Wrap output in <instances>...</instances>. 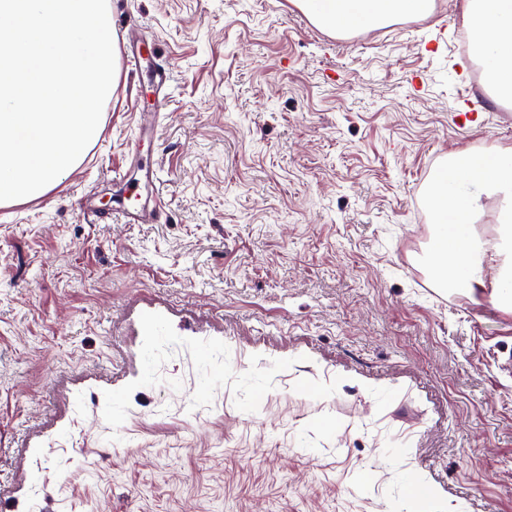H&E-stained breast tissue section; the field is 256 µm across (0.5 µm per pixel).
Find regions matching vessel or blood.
I'll use <instances>...</instances> for the list:
<instances>
[{
    "label": "vessel or blood",
    "mask_w": 512,
    "mask_h": 512,
    "mask_svg": "<svg viewBox=\"0 0 512 512\" xmlns=\"http://www.w3.org/2000/svg\"><path fill=\"white\" fill-rule=\"evenodd\" d=\"M158 118V113H146L145 125L139 130L140 138L131 146L135 172L121 173L115 178L123 196L121 214L129 224L155 223L157 214L163 210L159 196L154 192L159 181V170L155 164L144 161L141 143L142 137L152 134Z\"/></svg>",
    "instance_id": "b4317fda"
}]
</instances>
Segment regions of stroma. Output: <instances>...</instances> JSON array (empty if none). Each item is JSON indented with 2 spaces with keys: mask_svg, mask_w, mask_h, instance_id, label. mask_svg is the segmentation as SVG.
<instances>
[{
  "mask_svg": "<svg viewBox=\"0 0 512 512\" xmlns=\"http://www.w3.org/2000/svg\"><path fill=\"white\" fill-rule=\"evenodd\" d=\"M465 6L340 39L296 0H109L170 74L167 208L79 207L156 97L121 61L83 163L0 207V512H395L408 473L512 512V312L425 264L440 162L512 152Z\"/></svg>",
  "mask_w": 512,
  "mask_h": 512,
  "instance_id": "obj_1",
  "label": "stroma"
}]
</instances>
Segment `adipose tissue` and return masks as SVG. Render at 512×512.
<instances>
[{"label": "adipose tissue", "instance_id": "adipose-tissue-1", "mask_svg": "<svg viewBox=\"0 0 512 512\" xmlns=\"http://www.w3.org/2000/svg\"><path fill=\"white\" fill-rule=\"evenodd\" d=\"M470 28L486 59L487 76L504 100L512 99V0H475ZM302 10L331 32L360 31L399 15L427 12L429 0H298ZM503 195L500 222L512 238V156L470 149L452 153L430 190L436 232L427 254L434 279L467 293L483 269L498 270L493 304L512 311V246L479 238L474 223L481 195Z\"/></svg>", "mask_w": 512, "mask_h": 512}]
</instances>
